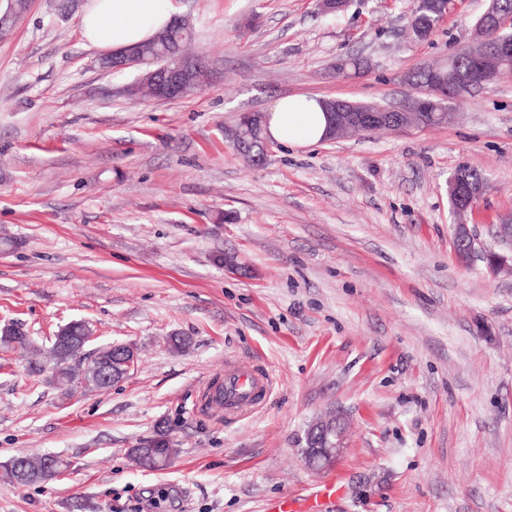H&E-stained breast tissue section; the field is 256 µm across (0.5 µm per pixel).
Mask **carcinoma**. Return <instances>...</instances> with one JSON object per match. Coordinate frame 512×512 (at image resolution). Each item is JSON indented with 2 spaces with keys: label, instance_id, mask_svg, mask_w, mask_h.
Wrapping results in <instances>:
<instances>
[{
  "label": "carcinoma",
  "instance_id": "1",
  "mask_svg": "<svg viewBox=\"0 0 512 512\" xmlns=\"http://www.w3.org/2000/svg\"><path fill=\"white\" fill-rule=\"evenodd\" d=\"M442 20V12L437 10L434 0H414L409 28L421 26L434 32ZM192 40L193 28L190 25L169 26L150 41L136 46V49L148 66L159 62L161 56L174 47L189 51ZM247 139L248 149L259 156V161H264L267 146L263 131L253 129ZM92 341L93 329L83 320L58 329L47 349L34 344L20 324L14 323L0 329V346L22 350L29 372L38 375L49 373L47 382L65 392L75 386L91 392L107 390L112 387V383L127 376L125 353H135L133 346L108 344L92 352H84ZM175 453L176 449L167 431L161 429L153 439L129 450L137 464L149 469L167 465ZM69 468L70 462L58 455L17 456L0 466V480L25 487L54 478Z\"/></svg>",
  "mask_w": 512,
  "mask_h": 512
}]
</instances>
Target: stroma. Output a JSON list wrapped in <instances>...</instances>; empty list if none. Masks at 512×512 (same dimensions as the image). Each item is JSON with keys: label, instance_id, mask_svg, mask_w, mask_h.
<instances>
[{"label": "stroma", "instance_id": "stroma-1", "mask_svg": "<svg viewBox=\"0 0 512 512\" xmlns=\"http://www.w3.org/2000/svg\"><path fill=\"white\" fill-rule=\"evenodd\" d=\"M87 2L30 0L0 38V326L46 345L83 319L138 362L109 390L64 392L0 348V463H71L0 481V512H265L332 480L326 512H512V261H457L448 196L458 168L487 178L464 218L482 243L512 215V74L442 125L273 141L260 166L224 137L285 95L399 103L491 0H454L422 41L412 0L333 16L317 0H172L211 74L177 101L132 99L138 70L100 68ZM347 55L365 65L337 76ZM228 360L273 380L235 419L210 401ZM328 412L344 449L313 470L306 431ZM160 428L176 456L136 466L130 448ZM58 455L17 456L0 465V479L21 487L54 478L70 468Z\"/></svg>", "mask_w": 512, "mask_h": 512}]
</instances>
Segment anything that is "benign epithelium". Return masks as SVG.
I'll use <instances>...</instances> for the list:
<instances>
[{"label": "benign epithelium", "instance_id": "1", "mask_svg": "<svg viewBox=\"0 0 512 512\" xmlns=\"http://www.w3.org/2000/svg\"><path fill=\"white\" fill-rule=\"evenodd\" d=\"M480 19L482 25L478 34L485 44L484 54L478 56L469 48H462L460 52L467 57L464 67L448 74L440 69L429 71L427 90L443 100L455 98L476 87L488 88L503 74L512 73V67L509 66L512 62V41L498 39L502 31L512 27V15L504 16L488 10ZM134 57L133 50L110 54L100 59V65L114 73L122 72L130 68V59ZM199 69V59L185 58L172 51L167 54L164 65L141 76L139 83L152 84L160 100L176 99L194 85L193 74ZM329 106L334 109L330 132L348 137L367 131H381L387 127L400 130L418 125L427 113V102L418 96H409L398 105L380 112H354L347 106V101L338 98L329 100ZM262 121L261 114L246 113L242 115L241 126L230 130L227 136L236 143L242 140L243 129H253L261 125ZM448 192L456 200L454 212L459 216L471 210L482 194L480 189L465 194L461 182L455 176L448 181ZM341 445L342 434L338 432L336 447L305 449V463L311 468L323 467L342 453Z\"/></svg>", "mask_w": 512, "mask_h": 512}]
</instances>
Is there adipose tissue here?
Here are the masks:
<instances>
[{
	"label": "adipose tissue",
	"mask_w": 512,
	"mask_h": 512,
	"mask_svg": "<svg viewBox=\"0 0 512 512\" xmlns=\"http://www.w3.org/2000/svg\"><path fill=\"white\" fill-rule=\"evenodd\" d=\"M172 19L171 0H91L81 33L91 45L119 52L148 41ZM327 125L322 98L309 95L282 96L263 118L268 139L302 147L322 141Z\"/></svg>",
	"instance_id": "1"
}]
</instances>
